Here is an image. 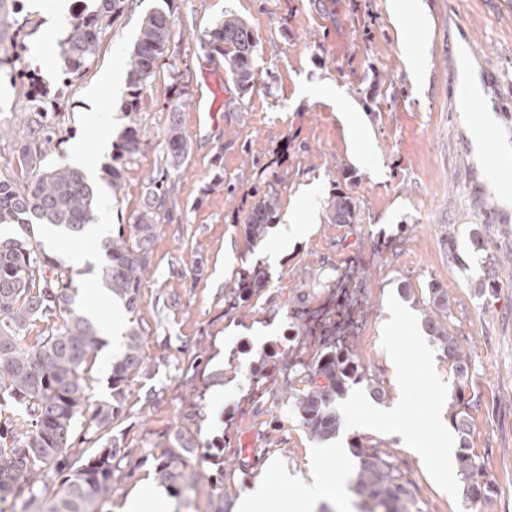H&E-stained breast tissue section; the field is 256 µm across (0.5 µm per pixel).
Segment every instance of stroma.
Wrapping results in <instances>:
<instances>
[{"instance_id": "35a3bbf8", "label": "stroma", "mask_w": 512, "mask_h": 512, "mask_svg": "<svg viewBox=\"0 0 512 512\" xmlns=\"http://www.w3.org/2000/svg\"><path fill=\"white\" fill-rule=\"evenodd\" d=\"M419 2L425 34L407 46L391 20L390 0H125L122 15L100 34L90 68L68 80L58 40L42 44L49 65L31 52L42 17L18 0H0V54L21 47L26 68L36 72L49 98L66 103L50 162L67 163V146L77 138L97 169L115 164L123 174L122 199L104 215L102 233L111 234L140 209L144 181L165 153L171 122L190 140L189 159L173 175L182 209L159 226L139 312L149 331L145 352L160 365L152 380L132 381L131 410L112 425L127 452L115 475L112 512H122L127 496L152 478V441L194 409L185 374L189 351L208 347V369L215 373L257 324H275L285 338L292 308L304 297L323 301L351 261L367 268L369 277L366 294L353 303L365 333L348 342L366 375L383 381L388 405L402 408L403 426L424 436L433 433L432 407L446 409L456 399L450 364L422 323L427 284L447 291L449 329L471 358L465 390L470 445L495 489L486 504L489 512H512V204L504 203L501 184L489 177L486 152L475 147V128L456 93L459 83L477 81L496 145L512 146V0ZM158 9L174 17L169 49L140 95L147 137L139 154L121 160L126 59L143 18ZM228 11L253 30L256 63L267 76L245 94L225 75L209 89L204 75L206 65L224 64L210 54L205 33ZM306 83L319 84L322 96L302 94ZM338 91L362 110L368 151L360 164L351 159L335 106L325 100ZM93 93L105 106L97 129L82 124V107ZM217 95L223 104L213 113L209 106ZM26 106L21 85L0 71L2 178L19 174L27 128L18 114ZM105 137L110 145L103 151ZM273 175L280 216L294 208L317 215L314 231L275 263L268 260L269 243L246 250L238 225ZM339 189L353 197L357 223L330 222L326 205ZM477 227L484 237L479 247L472 243ZM254 263L264 266L270 284L254 299L260 316L243 319L227 312L224 287L234 271ZM483 279L496 285L488 301L477 294ZM307 344L302 335L286 340L284 350L292 354ZM396 347L408 353L398 364L391 356ZM151 388L153 400L139 406ZM339 406L345 422L339 442L362 434L382 443L414 478L424 512H473L463 482L439 479L438 459L417 457L392 431H362L347 400ZM200 425L203 435L226 433L234 441L224 452V482L238 489L225 499V512L260 477L266 480L265 512H296L298 487L282 483L278 472L306 474L322 447L280 400L270 394L258 405L243 402L231 422L209 405ZM248 429L255 430L257 447L243 463L235 444Z\"/></svg>"}]
</instances>
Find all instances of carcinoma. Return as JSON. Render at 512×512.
<instances>
[{
	"instance_id": "carcinoma-1",
	"label": "carcinoma",
	"mask_w": 512,
	"mask_h": 512,
	"mask_svg": "<svg viewBox=\"0 0 512 512\" xmlns=\"http://www.w3.org/2000/svg\"><path fill=\"white\" fill-rule=\"evenodd\" d=\"M124 0H99L92 14L74 16L62 43L64 72L78 76L92 64L98 34L112 22ZM173 17L154 11L147 15L138 32L134 49L126 60L129 87L128 124L118 146L127 157L139 153L144 134L139 120L140 94L153 76L156 61L167 50ZM210 53L224 59V68L240 90L248 92L265 82L256 65L259 45L248 24L237 14L224 19L206 34ZM12 75L26 78L31 112L27 115L31 139L22 148L17 179H0V227L18 224H52L64 234L81 237L98 215L95 192L85 176L67 165L32 166L55 151L54 126L62 108L55 102L49 109L39 105V90L33 75L26 73L17 56L8 59ZM190 150L189 140L179 124L169 128L164 166L145 182L143 205L132 224L101 239L99 250L106 263L102 286L121 303L130 320L123 336L121 354L112 362L109 394L98 399L90 376L98 352L105 342L91 320L76 311V277L80 271L63 268L31 235H0V503L23 498L34 512H112L115 473L124 459L119 439L112 435V423L127 411L128 390L135 377H144L153 364L144 353L146 329L138 312L141 290L150 267L152 248L159 224L181 210L168 178L179 171ZM112 197L119 199L123 175L119 168L105 171ZM280 199L274 186L259 197L239 221L248 250L260 245L277 217ZM336 224L357 221L352 197L338 193L327 202ZM268 285L262 267L241 268L225 292L224 303L242 316H256L260 310L249 306L253 295ZM429 300L423 318L428 335L451 364L457 381L456 405L449 414L460 435L458 472L472 498H486L492 485L483 477L470 448L472 425L465 411V389L471 360L457 337L448 330L450 300L435 283L427 286ZM272 364L267 352L254 361L272 382L283 374L288 384L278 390L288 412L316 441L336 437L344 422L337 403L352 387L369 381L371 395L385 399L382 382L369 380L357 363L356 354L328 338L315 347L307 361H288L286 354ZM208 350L197 347L192 366L201 387L194 388L195 407H202L205 389L223 375L234 379L240 364L229 360L219 373L207 371ZM153 455V479L175 499V512H199L192 492L202 480L212 481V512H224V468L221 454L209 455L218 469L207 472L198 459L202 448L224 450V436L201 438L194 417L157 438ZM359 459V470L351 490L362 498V512H423L412 490L413 482L380 444L365 437L350 443ZM61 474L55 486L49 475Z\"/></svg>"
}]
</instances>
